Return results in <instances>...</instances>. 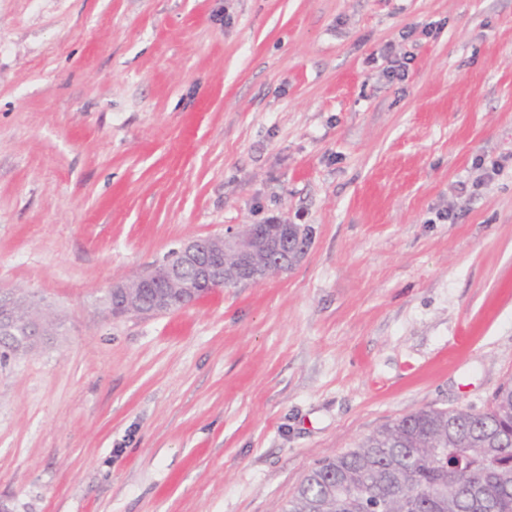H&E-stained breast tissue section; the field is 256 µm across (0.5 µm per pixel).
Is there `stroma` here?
Instances as JSON below:
<instances>
[{"label": "stroma", "instance_id": "stroma-1", "mask_svg": "<svg viewBox=\"0 0 512 512\" xmlns=\"http://www.w3.org/2000/svg\"><path fill=\"white\" fill-rule=\"evenodd\" d=\"M271 216L309 233L288 272L105 310ZM1 288L55 322L0 360L10 512H281L404 416L485 411L512 379V0H0Z\"/></svg>", "mask_w": 512, "mask_h": 512}]
</instances>
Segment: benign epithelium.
I'll use <instances>...</instances> for the list:
<instances>
[{
    "label": "benign epithelium",
    "instance_id": "7a95c632",
    "mask_svg": "<svg viewBox=\"0 0 512 512\" xmlns=\"http://www.w3.org/2000/svg\"><path fill=\"white\" fill-rule=\"evenodd\" d=\"M301 241L298 225L279 218L191 239L177 250L179 264H158L135 279L112 284L107 311L114 318L170 311L213 289L260 282L291 269L305 253ZM22 308L14 293L0 292V334L26 351L49 331L41 318L21 315Z\"/></svg>",
    "mask_w": 512,
    "mask_h": 512
}]
</instances>
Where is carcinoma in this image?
I'll list each match as a JSON object with an SVG mask.
<instances>
[{
    "mask_svg": "<svg viewBox=\"0 0 512 512\" xmlns=\"http://www.w3.org/2000/svg\"><path fill=\"white\" fill-rule=\"evenodd\" d=\"M512 512V379L484 412L421 409L319 462L281 512Z\"/></svg>",
    "mask_w": 512,
    "mask_h": 512,
    "instance_id": "carcinoma-1",
    "label": "carcinoma"
}]
</instances>
